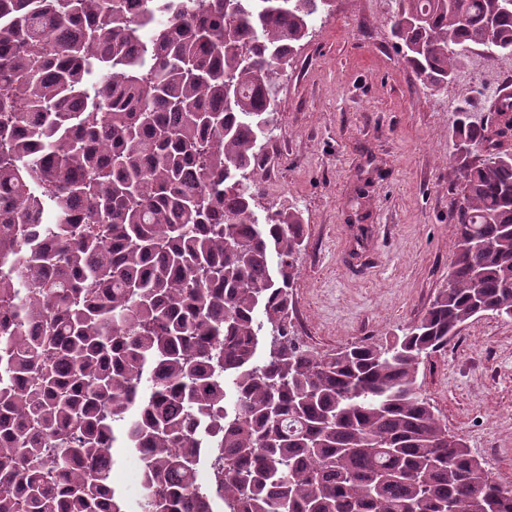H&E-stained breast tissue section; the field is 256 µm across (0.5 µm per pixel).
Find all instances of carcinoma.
Instances as JSON below:
<instances>
[{"mask_svg": "<svg viewBox=\"0 0 512 512\" xmlns=\"http://www.w3.org/2000/svg\"><path fill=\"white\" fill-rule=\"evenodd\" d=\"M0 0V512H512L448 431L421 363L512 318V94L454 108L448 285L402 336L315 354L289 336L304 223L255 217L275 82L330 0ZM512 54L507 0H399L431 89ZM235 398L226 402V384ZM213 462L197 485L199 458ZM135 455L136 454L127 448H113V458L115 464L112 471L114 476L117 477L115 484L123 491L124 496L126 495L127 490L126 512L140 511V489L142 485V475L144 469L143 458L141 456L135 458L131 463L132 470L135 473L133 478L127 483L124 481L125 471L130 460L133 459ZM125 484L127 486L126 488Z\"/></svg>", "mask_w": 512, "mask_h": 512, "instance_id": "1", "label": "carcinoma"}]
</instances>
